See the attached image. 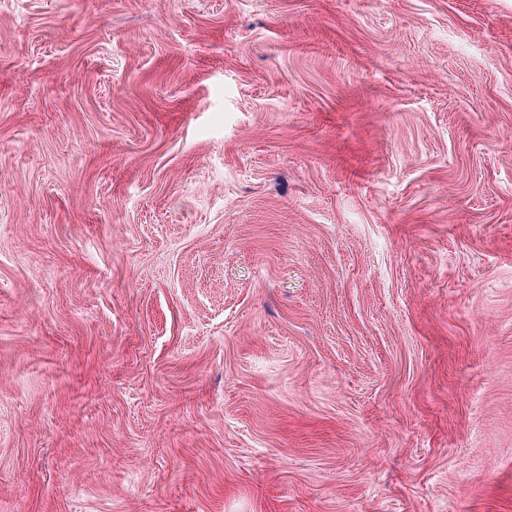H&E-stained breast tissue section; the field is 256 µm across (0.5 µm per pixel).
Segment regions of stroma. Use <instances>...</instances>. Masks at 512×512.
Segmentation results:
<instances>
[{"label": "stroma", "mask_w": 512, "mask_h": 512, "mask_svg": "<svg viewBox=\"0 0 512 512\" xmlns=\"http://www.w3.org/2000/svg\"><path fill=\"white\" fill-rule=\"evenodd\" d=\"M0 512H512V0H0Z\"/></svg>", "instance_id": "stroma-1"}]
</instances>
